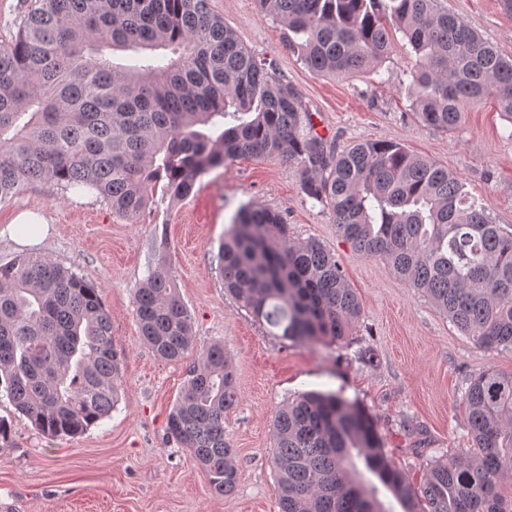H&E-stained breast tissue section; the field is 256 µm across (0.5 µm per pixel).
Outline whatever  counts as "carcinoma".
<instances>
[{"label": "carcinoma", "mask_w": 512, "mask_h": 512, "mask_svg": "<svg viewBox=\"0 0 512 512\" xmlns=\"http://www.w3.org/2000/svg\"><path fill=\"white\" fill-rule=\"evenodd\" d=\"M314 75L374 69L394 36L416 57L408 95L419 123L457 128L494 99L512 123V58L439 0H258ZM132 52V65L114 61ZM240 157L293 162L301 189L340 236L384 260L484 349L512 348V230L436 162L393 142L342 153L312 131L302 96L207 0H36L0 44V202L43 182L94 191L129 224L155 188L186 199L198 178ZM224 287L274 336L335 343L361 317L336 255L294 241L283 215L247 203L219 244ZM139 338L161 359L193 347L192 318L166 258L136 288ZM120 359L100 292L43 256L0 265V391L42 434L75 438L119 401ZM472 447L427 467L414 486L372 417L308 391L272 421L279 512H512V374L487 369L465 392ZM238 401L224 345L202 349L167 417L211 490L239 483L224 417Z\"/></svg>", "instance_id": "cac0c4a2"}]
</instances>
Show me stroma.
Returning <instances> with one entry per match:
<instances>
[{
    "mask_svg": "<svg viewBox=\"0 0 512 512\" xmlns=\"http://www.w3.org/2000/svg\"><path fill=\"white\" fill-rule=\"evenodd\" d=\"M441 4L512 57V12L500 0ZM208 7L252 51L275 59L306 102L315 132L337 150L365 141L401 144L457 175L497 223L512 226V124L493 102L465 111L453 132L429 128L413 114L407 88L414 60L402 44L370 73L317 76L288 52L281 23L256 0H208ZM248 202L281 211L291 238L317 240L336 254L362 305L346 340L294 344L270 335L225 291L219 243ZM23 210L43 215L50 235L44 245L22 247L0 234V264L44 256L99 288L122 382L110 417L75 438L45 437L0 398L13 440L0 449V512H278L271 424L306 390L331 391L362 407L389 457L417 484L430 460L471 447L464 399L471 376L489 368L512 373V350L479 348L383 260L355 251L329 211L303 194L298 168L288 162L236 159L199 178L179 202L156 191L135 224L95 192L33 183L0 203V231ZM162 251L196 343L176 362L139 340L133 315L134 290ZM213 343L223 344L237 370L238 402L224 419L240 473L229 497L214 495L189 452L166 435L198 348Z\"/></svg>",
    "mask_w": 512,
    "mask_h": 512,
    "instance_id": "35a3bbf8",
    "label": "stroma"
}]
</instances>
